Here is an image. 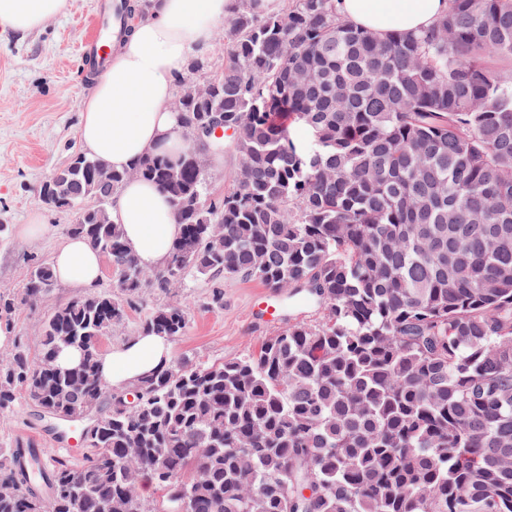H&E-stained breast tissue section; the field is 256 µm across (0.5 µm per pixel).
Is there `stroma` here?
I'll return each instance as SVG.
<instances>
[{
	"label": "stroma",
	"instance_id": "1",
	"mask_svg": "<svg viewBox=\"0 0 512 512\" xmlns=\"http://www.w3.org/2000/svg\"><path fill=\"white\" fill-rule=\"evenodd\" d=\"M97 0H67L65 10L34 32L21 34L0 25V291L21 292L31 264L51 261L67 237L74 213L45 208L39 184L71 156L81 151L78 130L81 104L96 80L78 46L82 24ZM42 211L47 231L38 239L17 237L16 225L31 211ZM222 306L211 302L212 283L199 276L163 290L148 285L133 297L127 317L104 339L103 348L117 347L142 332L147 315L159 307L178 304L188 315L184 336L172 340V361L219 362L255 351L258 338L277 334L285 320L269 321L260 311L272 289L260 281L224 278ZM82 289L56 284L50 301L20 306L10 320L14 342L30 354L40 350L41 327L54 306L82 296ZM34 441L51 454L80 455L79 445L58 442L37 409L26 401L14 407V428L1 439Z\"/></svg>",
	"mask_w": 512,
	"mask_h": 512
}]
</instances>
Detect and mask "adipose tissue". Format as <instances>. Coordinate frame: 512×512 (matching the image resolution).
<instances>
[{"mask_svg":"<svg viewBox=\"0 0 512 512\" xmlns=\"http://www.w3.org/2000/svg\"><path fill=\"white\" fill-rule=\"evenodd\" d=\"M66 0H0V25L27 33L60 14ZM233 0H153L143 13L112 32L111 64L81 105L79 139L86 152L115 170L153 156L177 159L185 140L172 108L174 83L192 56L205 51ZM338 7L356 26L385 36L413 33L432 25L448 0H340ZM129 250L141 266L164 265L180 233L167 195L156 184L127 180L112 209ZM56 280L96 288L101 255L84 239L71 237L51 263ZM171 343L158 334H139L101 351L102 383L128 386L166 367Z\"/></svg>","mask_w":512,"mask_h":512,"instance_id":"1","label":"adipose tissue"}]
</instances>
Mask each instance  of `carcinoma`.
<instances>
[{"mask_svg":"<svg viewBox=\"0 0 512 512\" xmlns=\"http://www.w3.org/2000/svg\"><path fill=\"white\" fill-rule=\"evenodd\" d=\"M261 2L234 0L224 63L198 57L202 81H178L177 161L117 171L78 153L39 185L115 290L54 307L37 357L0 358L1 435L21 398L92 418L79 459L0 448V512H512V0H448L420 33L385 37L338 0ZM218 120L236 164L212 199L198 158L224 139L198 132ZM134 177L169 193L181 226L152 276L112 221ZM190 273L254 278L323 316L288 319L255 353L104 387L101 342L128 298ZM55 282L32 265L0 319ZM187 323L168 305L142 332ZM65 350L81 362L61 366Z\"/></svg>","mask_w":512,"mask_h":512,"instance_id":"cac0c4a2","label":"carcinoma"}]
</instances>
